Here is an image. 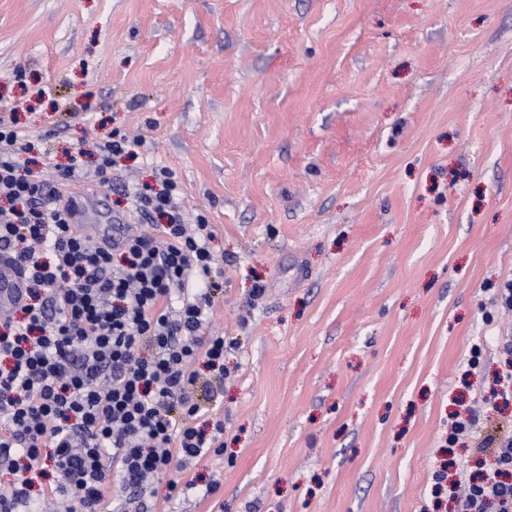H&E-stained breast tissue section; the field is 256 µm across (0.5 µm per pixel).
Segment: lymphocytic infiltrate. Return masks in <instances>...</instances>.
I'll return each instance as SVG.
<instances>
[{"instance_id": "1", "label": "lymphocytic infiltrate", "mask_w": 512, "mask_h": 512, "mask_svg": "<svg viewBox=\"0 0 512 512\" xmlns=\"http://www.w3.org/2000/svg\"><path fill=\"white\" fill-rule=\"evenodd\" d=\"M121 137L98 147L96 172L72 159L58 181L34 175L36 145L0 118V252L25 273L17 308L0 311V470L12 480L0 512H18L36 483L67 512H106L109 499L141 503L169 477L180 496L206 490L171 479L183 462L224 452V423L209 411L233 342L200 337L218 289L211 227L182 219L180 188L167 168L129 196L145 223L103 247L76 233L61 186L103 177L132 155ZM472 435L495 464L449 482L463 512H512V435H483L455 419L448 442Z\"/></svg>"}]
</instances>
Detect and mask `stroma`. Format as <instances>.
<instances>
[{"mask_svg": "<svg viewBox=\"0 0 512 512\" xmlns=\"http://www.w3.org/2000/svg\"><path fill=\"white\" fill-rule=\"evenodd\" d=\"M1 116L62 166L142 138L103 214L165 167L212 226L218 488L158 512H461L450 415L512 431L469 412L512 333V0H0Z\"/></svg>", "mask_w": 512, "mask_h": 512, "instance_id": "stroma-1", "label": "stroma"}]
</instances>
